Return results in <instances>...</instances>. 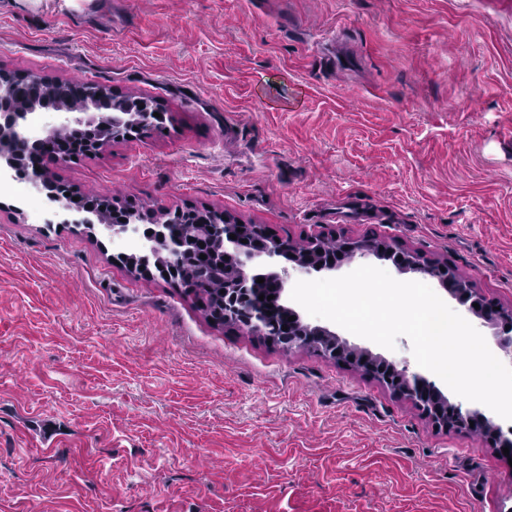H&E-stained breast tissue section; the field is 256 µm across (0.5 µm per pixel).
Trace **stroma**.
<instances>
[{"label":"stroma","instance_id":"obj_1","mask_svg":"<svg viewBox=\"0 0 512 512\" xmlns=\"http://www.w3.org/2000/svg\"><path fill=\"white\" fill-rule=\"evenodd\" d=\"M0 69L167 113L56 166L71 191L374 237L512 308V0H0ZM120 244L0 187V512H512L496 448Z\"/></svg>","mask_w":512,"mask_h":512}]
</instances>
